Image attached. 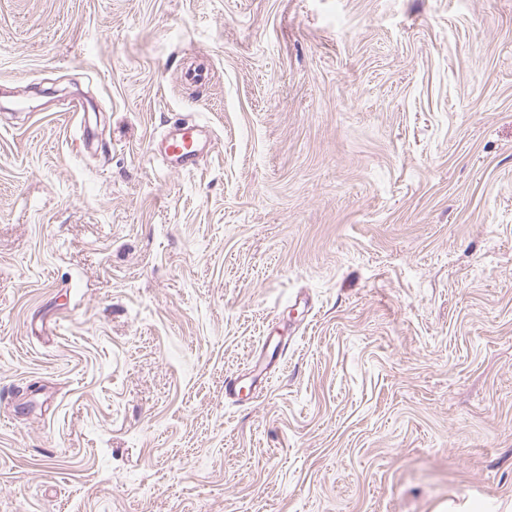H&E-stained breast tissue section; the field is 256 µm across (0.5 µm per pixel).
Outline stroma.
Masks as SVG:
<instances>
[{"label": "stroma", "instance_id": "stroma-1", "mask_svg": "<svg viewBox=\"0 0 512 512\" xmlns=\"http://www.w3.org/2000/svg\"><path fill=\"white\" fill-rule=\"evenodd\" d=\"M452 505L512 512V0H0V512ZM204 126L183 122L175 125L161 137V148L154 152L180 172H191L197 167L201 147V134L206 133Z\"/></svg>", "mask_w": 512, "mask_h": 512}]
</instances>
